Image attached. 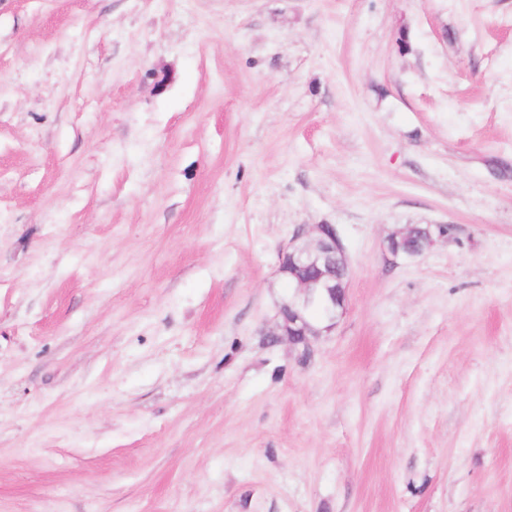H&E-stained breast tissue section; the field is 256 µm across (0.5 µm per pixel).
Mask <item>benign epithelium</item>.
<instances>
[{
	"instance_id": "obj_1",
	"label": "benign epithelium",
	"mask_w": 512,
	"mask_h": 512,
	"mask_svg": "<svg viewBox=\"0 0 512 512\" xmlns=\"http://www.w3.org/2000/svg\"><path fill=\"white\" fill-rule=\"evenodd\" d=\"M445 236L444 225H419L389 235L384 249L394 258L417 257ZM288 269L295 277L292 300L279 304L276 321L267 335L277 344L284 340L300 344L308 355L316 337L335 329L345 310L349 266L336 225L314 224L308 231L296 229L280 248L278 272L282 275ZM310 310L321 311V318L314 324L304 318Z\"/></svg>"
}]
</instances>
